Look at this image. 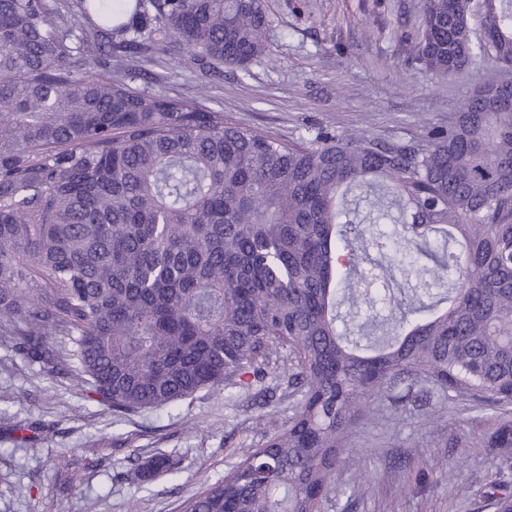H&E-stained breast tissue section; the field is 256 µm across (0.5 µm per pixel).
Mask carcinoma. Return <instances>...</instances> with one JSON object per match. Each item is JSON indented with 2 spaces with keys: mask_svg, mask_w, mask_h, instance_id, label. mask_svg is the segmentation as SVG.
<instances>
[{
  "mask_svg": "<svg viewBox=\"0 0 512 512\" xmlns=\"http://www.w3.org/2000/svg\"><path fill=\"white\" fill-rule=\"evenodd\" d=\"M421 73L487 57L512 70V0H420ZM265 0H0V330L116 419L202 390L258 406L299 393L288 425L182 512H320L359 418L397 379L512 404V81L448 126L397 142L320 129L283 141L224 110L73 59L160 45L202 75L270 52ZM383 192L397 228H353L348 195ZM387 263L368 261L367 248ZM414 272L394 331L349 336L338 308ZM451 283L439 299L434 288ZM512 447V416L490 436ZM159 453L135 474L171 477ZM496 512L512 492L493 485Z\"/></svg>",
  "mask_w": 512,
  "mask_h": 512,
  "instance_id": "obj_1",
  "label": "carcinoma"
}]
</instances>
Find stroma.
I'll return each instance as SVG.
<instances>
[{
  "mask_svg": "<svg viewBox=\"0 0 512 512\" xmlns=\"http://www.w3.org/2000/svg\"><path fill=\"white\" fill-rule=\"evenodd\" d=\"M270 54L201 79L185 56L113 57L112 75L223 109L232 122L288 140L322 127L393 141L447 125L478 85L504 79L476 58L453 77L417 72L418 0H267ZM296 397L259 408L227 389L115 419L70 376L22 358L0 331V512H180L287 423ZM36 424L32 444L16 425ZM497 413L398 381L358 422L322 512H495L489 484L512 486V448H491ZM180 458L177 480L143 482L132 465Z\"/></svg>",
  "mask_w": 512,
  "mask_h": 512,
  "instance_id": "obj_1",
  "label": "stroma"
}]
</instances>
